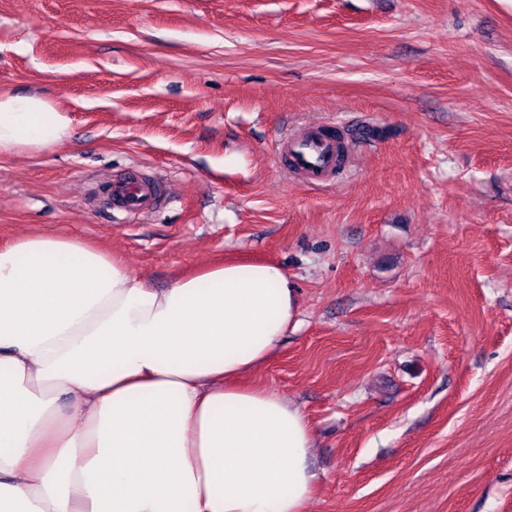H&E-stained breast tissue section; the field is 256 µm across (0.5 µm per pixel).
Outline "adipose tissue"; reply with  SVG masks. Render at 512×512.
I'll list each match as a JSON object with an SVG mask.
<instances>
[{
  "mask_svg": "<svg viewBox=\"0 0 512 512\" xmlns=\"http://www.w3.org/2000/svg\"><path fill=\"white\" fill-rule=\"evenodd\" d=\"M68 132L39 95L0 99V155ZM296 304L275 263L158 289L73 237L0 247V512H304L305 415L238 383Z\"/></svg>",
  "mask_w": 512,
  "mask_h": 512,
  "instance_id": "1",
  "label": "adipose tissue"
}]
</instances>
